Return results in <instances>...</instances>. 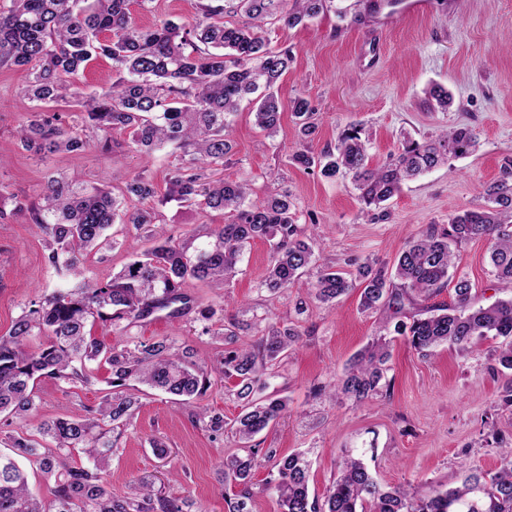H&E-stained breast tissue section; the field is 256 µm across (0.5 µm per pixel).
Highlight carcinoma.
<instances>
[{
  "mask_svg": "<svg viewBox=\"0 0 512 512\" xmlns=\"http://www.w3.org/2000/svg\"><path fill=\"white\" fill-rule=\"evenodd\" d=\"M326 2L221 0L217 5L201 4V17L188 26L160 20L149 27L135 22L131 0H10L8 9L0 8V68L27 71L20 98L45 103L75 99L97 130L128 131V147L139 155L150 156L166 146L181 150L182 163L168 182L165 199L224 214L222 224H204L178 238L158 235L112 280L100 282L86 277L82 257L110 243L108 230L118 219L124 224L154 223V212L132 205L135 198L154 195L148 180L134 177L117 196L98 187L79 190L50 172L41 204L13 200V211L29 212L33 223L49 235L48 264L64 283L39 305L23 311L8 334L0 336V415L21 420L35 410V382L42 378L67 386L88 383L90 361L109 366L111 378L101 402L84 413L46 420L35 435L7 434L0 439L8 448L0 451V512H184L183 500L155 489L151 475L134 479L127 495L114 496L101 472L119 451L112 433L127 427L139 408V397L129 388L142 385L198 402L213 377L236 380L233 392L244 402L243 411L228 421L201 406L195 420L213 433L228 430L244 444L243 454L225 458L222 474L224 483L238 488L236 500L227 502L228 512H248L253 471L261 465L259 449L250 442L288 409L287 399L276 393L259 401L254 393L266 387L263 377L288 357L298 333L263 327L259 319L214 329L209 322L216 309L196 305L183 288L189 279L225 288L236 276L243 250L255 239L270 246L263 281L270 293L293 287L316 265L312 236L297 224L287 194L250 202L249 181L209 179L204 169H224L233 150L229 117L257 92L254 116L261 130L275 134L288 107L301 135L307 139L314 134L309 101L297 95L286 106L279 96V80L288 72L292 55L271 46L263 33L268 25L295 27L313 19ZM228 14L241 16V21L225 25ZM99 57L112 61L118 79L106 90L84 94L74 78ZM21 139L43 159L89 146L88 140L60 126L54 115H36L22 129ZM475 145L472 129L446 130L422 143L407 140L383 165L370 168L360 129L352 126L342 131L335 150L298 151L292 162L306 170L318 168L325 177L350 176L358 200L370 212L399 193L406 181L447 163L450 155L469 154ZM483 198L484 206L456 214L446 224H434L407 244L394 276L363 263L353 282L323 268L309 296L329 303L358 286L364 311H400L410 305L408 342L419 352L444 343L464 348L476 337H502L499 364L512 370V297L477 307L470 279L449 274L450 245L485 238L492 275L512 285L511 159ZM450 282L452 305L418 306V298L426 299ZM192 308L197 320L205 323V334L234 343L238 331L254 329L258 338L207 362L194 358L188 347H176L168 337L114 344L87 330L95 318L126 330L158 312L167 310L175 317ZM35 339L36 349H27ZM389 358V341L380 334L355 356L330 396L340 393L359 403L372 399L380 392ZM77 453L87 464L74 465ZM20 458L38 465L53 482L49 499L29 492ZM502 460L499 471L488 478L471 474L460 487L417 498L406 489L381 490L362 460L348 458L320 505L309 498L310 462L295 453L277 462L274 491L281 512H512V448L504 450ZM366 502L371 506L368 511Z\"/></svg>",
  "mask_w": 512,
  "mask_h": 512,
  "instance_id": "1",
  "label": "carcinoma"
}]
</instances>
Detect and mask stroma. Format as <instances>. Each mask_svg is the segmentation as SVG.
I'll use <instances>...</instances> for the list:
<instances>
[{
  "label": "stroma",
  "mask_w": 512,
  "mask_h": 512,
  "mask_svg": "<svg viewBox=\"0 0 512 512\" xmlns=\"http://www.w3.org/2000/svg\"><path fill=\"white\" fill-rule=\"evenodd\" d=\"M201 2L149 0L142 6L132 0L130 10L141 24L157 19L183 24L197 16ZM266 36L293 56L280 81L281 99L303 94L316 112V131L301 139L287 112L278 133L266 136L255 126L250 106L242 105L233 121L235 154L223 175L228 181L249 179L255 201L272 191L288 192L299 223L318 227L313 248L320 264L346 273L365 260L393 266L406 244L430 225L480 206L484 187L499 178L505 159L512 158V0H433L429 10L411 13L398 12L389 0H329L318 17L292 28L270 26ZM25 79L23 69L0 68L1 194L39 202L50 171L114 192L142 173L155 195L140 206L156 212V225L166 234L177 237L203 224L223 223L220 212L164 202L167 182L180 163L179 150L169 147L148 157L106 152L103 140L124 144L128 132H85L74 102L38 104L19 98ZM435 84L451 94L448 110L435 108L429 98ZM35 111L58 115L65 128L87 136L89 147L40 161L19 139ZM352 124L362 131L373 167L405 140L421 141L446 128H472L478 145L473 153L449 157L446 166L404 184L383 217L375 219L362 212L350 177L326 178L290 161L303 144L316 153L335 147L339 134ZM148 233L145 226L122 225L117 247L87 255V275L110 280L132 249L147 246ZM46 254L45 236L28 215L0 218V336L32 302L53 290L56 277ZM454 254L456 271L474 286L475 305L512 296L490 273L487 241H468ZM269 256L268 243L255 240L224 293L194 280L186 282L184 291L207 304L228 295L225 318L248 309L266 323L298 332L294 352L276 365L270 385L287 396L288 410L255 442L281 456L308 451L311 497L324 498L350 456L362 458L381 487H402L417 496L456 487L470 471L491 475L500 468L502 448L512 445V403L505 400L512 370L498 362L501 338H480L464 350L445 344L420 353L401 331L408 317L361 310L359 290L323 304L308 298L313 277L307 274L278 295L260 291ZM300 298L307 302L301 314L295 310ZM381 331L393 340L381 394L361 404L330 397L335 379ZM130 333L147 342L173 338L201 358L223 349L203 334L193 310L178 317L158 313ZM92 369L86 385L37 383L36 410L26 421L14 422L13 430L31 435L45 419L97 405L110 369L97 363ZM140 401L119 440V456L103 474L113 494L125 495L132 478L154 474L157 488L188 498L194 512H227L221 471L225 458L239 451L236 440L193 422V405L147 388ZM156 441L167 446L166 459L154 455Z\"/></svg>",
  "instance_id": "1"
}]
</instances>
